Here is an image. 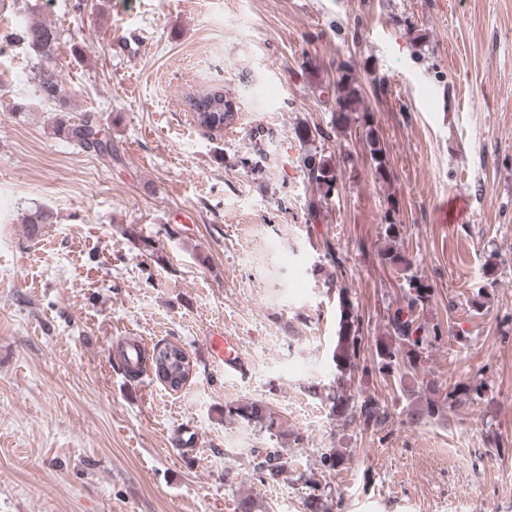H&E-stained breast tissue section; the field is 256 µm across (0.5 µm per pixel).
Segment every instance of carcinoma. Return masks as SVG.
<instances>
[{"label": "carcinoma", "mask_w": 512, "mask_h": 512, "mask_svg": "<svg viewBox=\"0 0 512 512\" xmlns=\"http://www.w3.org/2000/svg\"><path fill=\"white\" fill-rule=\"evenodd\" d=\"M58 39L56 27L43 22L17 25L10 33L0 38V42L7 46H24L36 57L39 66L36 89L38 98L55 103H60L64 99L62 75L57 64ZM323 92L333 97L336 102V118L331 121V129L351 125L362 129L374 177L383 184L388 182L385 150L381 146L374 122L368 107L364 105L360 87L351 68L342 67L336 81L326 84ZM223 99L224 94L220 90L194 97V102L190 103V106L194 110L199 127L209 131L215 124L230 125L233 117L226 116ZM96 128L100 129L102 125L94 115L86 113L74 122L62 117L56 118L53 123V134L107 160L112 157V140L106 133L101 140H96ZM303 137L319 141V145L311 147L300 159L308 183L316 187V194L310 197L307 204L310 216L315 218L320 215V210L328 205L331 196L337 193V173L332 155L325 154V141L330 139V133L316 127L312 132L304 131ZM383 221L382 236L387 244L384 261L402 269L405 281L403 293L397 306L389 311L387 339L376 346L375 360L370 367L363 358L360 322L352 308L349 292L347 288L339 287V329L332 352L338 377L336 389L326 395L330 414L335 416L343 427L356 426L362 431L373 433L385 430L388 409L374 397H356L351 393L348 382L352 381L358 372L363 376L375 373L385 381L395 376L402 380L408 377L409 371L420 368L425 354L444 340L441 325L437 322L432 323L421 315L424 307L433 298L432 285L418 275L411 265L401 262L400 253L396 248L401 225L392 223L387 213L384 214ZM485 389L483 369L468 383H448V390L444 394L440 393L439 386L430 382L418 389L417 394H408V397L413 399L408 408L409 419L416 423L423 420L445 423L450 413L480 398ZM224 415L230 420H240L261 431L264 430L278 440L291 438L293 442H298V435L280 430L274 413L259 401L227 406ZM286 472L288 458L284 456L281 448L266 450L265 458L253 466V476L261 483L269 479L274 480Z\"/></svg>", "instance_id": "1"}]
</instances>
